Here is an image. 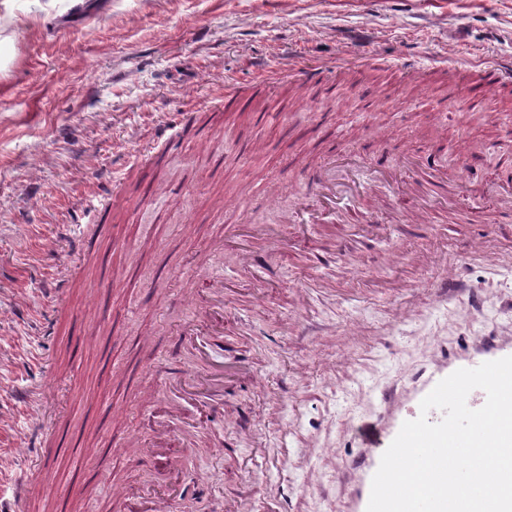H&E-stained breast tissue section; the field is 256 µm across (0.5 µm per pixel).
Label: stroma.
Segmentation results:
<instances>
[{
    "instance_id": "obj_1",
    "label": "stroma",
    "mask_w": 512,
    "mask_h": 512,
    "mask_svg": "<svg viewBox=\"0 0 512 512\" xmlns=\"http://www.w3.org/2000/svg\"><path fill=\"white\" fill-rule=\"evenodd\" d=\"M0 20V512H145L160 431L180 512L225 500L345 512L356 426L430 364L512 342V0H16ZM503 67L501 87L481 74ZM315 70L319 81L303 80ZM268 81L264 94L252 93ZM243 98L223 106L225 88ZM198 111L194 127L183 113ZM467 161L428 220L295 224L310 168L400 152ZM270 266L225 249L243 221ZM92 236L72 255L70 244ZM223 250L244 370L224 415L169 413L190 291ZM441 255L457 286L441 301ZM68 276L62 296L50 288ZM53 386L42 411L28 389ZM120 412L103 419V405ZM220 448L187 447L183 419ZM120 449L104 455L107 442ZM286 446L281 469L263 448ZM28 478L17 501L12 487Z\"/></svg>"
}]
</instances>
